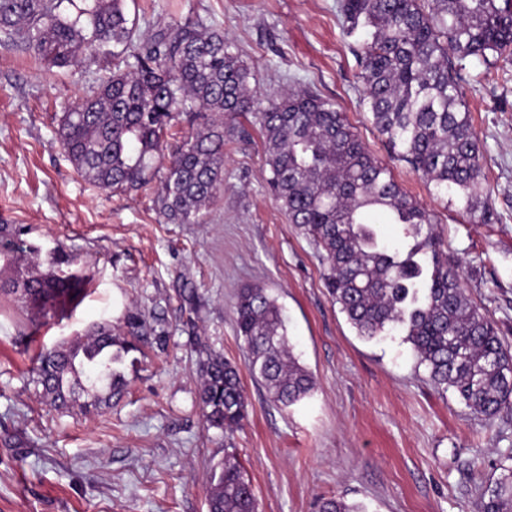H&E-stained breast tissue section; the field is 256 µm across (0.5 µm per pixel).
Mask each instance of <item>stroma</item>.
Instances as JSON below:
<instances>
[{
  "mask_svg": "<svg viewBox=\"0 0 512 512\" xmlns=\"http://www.w3.org/2000/svg\"><path fill=\"white\" fill-rule=\"evenodd\" d=\"M139 33L187 16L232 39L259 89L289 81L333 101L410 196L436 213L441 247L466 262L464 287L512 346V71L467 63L466 104L483 154L492 224H470L391 158L362 105L360 65L337 0H127ZM97 57L48 68L25 46L0 47V224L42 255L78 252L93 292L28 335L18 303L0 306V512H208L214 467L237 449L258 512H318L319 498L367 512H480L482 487L512 465V405L490 418L437 391L402 336L366 341L334 305L314 246L274 200L258 128L224 142V189L198 224L160 216L154 194L106 196L54 139L57 117L104 75ZM260 286L278 299L313 395L280 410L243 376L247 417L205 430L197 338L245 360L234 303ZM156 311L164 353L125 354L123 393L84 412L47 406L32 381L37 353L90 325Z\"/></svg>",
  "mask_w": 512,
  "mask_h": 512,
  "instance_id": "1",
  "label": "stroma"
}]
</instances>
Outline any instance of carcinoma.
Instances as JSON below:
<instances>
[{
    "instance_id": "obj_1",
    "label": "carcinoma",
    "mask_w": 512,
    "mask_h": 512,
    "mask_svg": "<svg viewBox=\"0 0 512 512\" xmlns=\"http://www.w3.org/2000/svg\"><path fill=\"white\" fill-rule=\"evenodd\" d=\"M338 10L354 39L373 127L436 198L471 222L493 223L461 70L469 58L512 65V0H340ZM0 34L1 46L22 43L49 68L78 67L92 53L112 58L97 87L65 108L55 140L78 175L103 192L146 189L163 165L156 203L172 223L201 222L224 189V135L251 115L265 136L276 201L315 245L328 293L357 335L404 331L433 385L454 390L475 415L490 418L512 403V350L462 287L464 261L439 256L435 213L395 182L331 100L309 87L263 100L254 70L223 33L188 18L143 38L126 0H0ZM184 118L193 131L172 145L168 133ZM378 217L401 226L405 242H380ZM19 234L0 224V296L30 310L36 328L80 305L89 277L80 257L62 248L44 268L29 261ZM235 313L246 367L269 401L288 408L309 397L314 377L293 354L277 299L242 288ZM167 338L163 318L137 309L117 329L96 324L40 352L33 374L50 406L89 394L83 407L96 410L119 389L114 365L122 353L141 343L162 349ZM195 353L204 424L232 433L247 415L240 368L200 338ZM481 500L482 512H512V466L501 468ZM209 512H257L234 448L224 449ZM319 512L361 510L323 498Z\"/></svg>"
}]
</instances>
